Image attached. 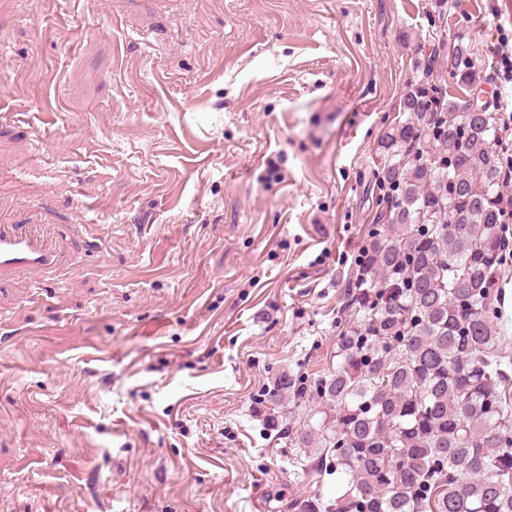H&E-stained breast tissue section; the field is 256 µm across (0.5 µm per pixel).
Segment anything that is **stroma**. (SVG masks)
Wrapping results in <instances>:
<instances>
[{
  "label": "stroma",
  "instance_id": "35a3bbf8",
  "mask_svg": "<svg viewBox=\"0 0 512 512\" xmlns=\"http://www.w3.org/2000/svg\"><path fill=\"white\" fill-rule=\"evenodd\" d=\"M512 0H0V512H288L334 496L253 412L328 371L401 95ZM499 353L512 374V249ZM26 224H0V276L52 275L61 271L65 256Z\"/></svg>",
  "mask_w": 512,
  "mask_h": 512
}]
</instances>
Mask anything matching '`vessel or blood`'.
<instances>
[{"label":"vessel or blood","mask_w":512,"mask_h":512,"mask_svg":"<svg viewBox=\"0 0 512 512\" xmlns=\"http://www.w3.org/2000/svg\"><path fill=\"white\" fill-rule=\"evenodd\" d=\"M64 263V254L41 235L20 224H0V276L52 275Z\"/></svg>","instance_id":"1"}]
</instances>
